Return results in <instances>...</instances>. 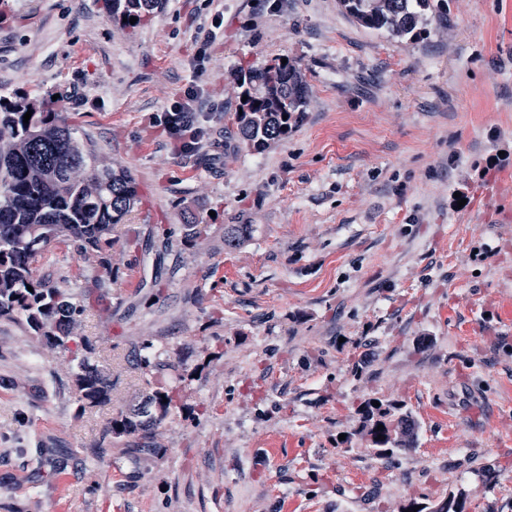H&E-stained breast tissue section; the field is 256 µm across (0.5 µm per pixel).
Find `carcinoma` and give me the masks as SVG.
<instances>
[{
  "mask_svg": "<svg viewBox=\"0 0 512 512\" xmlns=\"http://www.w3.org/2000/svg\"><path fill=\"white\" fill-rule=\"evenodd\" d=\"M107 17L126 27L133 17L148 21L162 10L164 0H103ZM360 26L393 38L415 39L426 26L447 16V0H339ZM242 113L235 114L238 150L262 152L288 136L303 121L308 86L293 62L259 63L236 77ZM28 123H23L27 111ZM140 201L138 184L123 169L100 160L74 136L73 129L46 98L19 95L0 98V317L20 316L34 336L63 351L79 339L77 317L86 309L72 289L36 275L35 264L51 242H71L104 270L112 267V236L126 223ZM250 224L224 225V244L231 247L251 232ZM208 233V225H183L182 241L193 245ZM83 352L71 353L69 375L75 397L90 406L110 399L111 385L92 360L93 348L82 339ZM140 368L152 391L145 405L112 422L115 437L148 440L154 427L174 406L178 386L157 378L166 367L155 345L144 346ZM384 429H377L378 425ZM356 436L367 439L378 457L413 448L417 423L396 404H371L363 409ZM417 512H465L462 493L448 491L436 503L412 501Z\"/></svg>",
  "mask_w": 512,
  "mask_h": 512,
  "instance_id": "obj_1",
  "label": "carcinoma"
}]
</instances>
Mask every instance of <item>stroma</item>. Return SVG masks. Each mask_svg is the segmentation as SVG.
Listing matches in <instances>:
<instances>
[{
	"instance_id": "stroma-1",
	"label": "stroma",
	"mask_w": 512,
	"mask_h": 512,
	"mask_svg": "<svg viewBox=\"0 0 512 512\" xmlns=\"http://www.w3.org/2000/svg\"><path fill=\"white\" fill-rule=\"evenodd\" d=\"M280 58L306 117L238 151L234 76ZM192 85L224 109L184 156L158 119ZM17 92L54 96L142 201L78 319L109 401L77 400L67 353L0 319V512H402L457 488L466 512H512V0H448L416 41L338 0H165L132 29L101 0H6ZM191 214L209 235L188 248ZM228 224L249 238L225 247ZM38 273L78 293L100 270L55 243ZM148 341L181 392L137 447L110 427L150 392ZM377 400L412 413L415 447L354 439Z\"/></svg>"
}]
</instances>
